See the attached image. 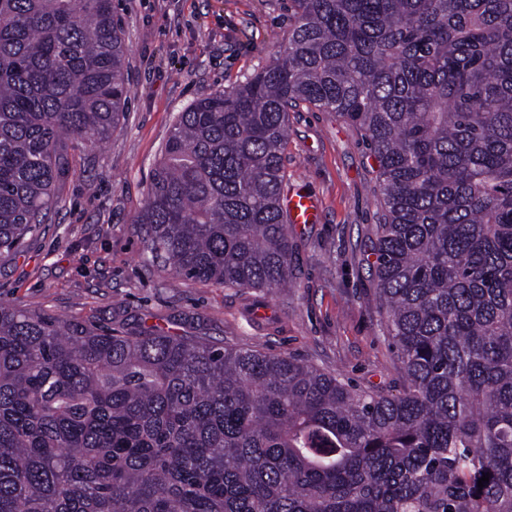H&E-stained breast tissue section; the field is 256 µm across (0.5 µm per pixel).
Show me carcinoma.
Instances as JSON below:
<instances>
[{"mask_svg":"<svg viewBox=\"0 0 512 512\" xmlns=\"http://www.w3.org/2000/svg\"><path fill=\"white\" fill-rule=\"evenodd\" d=\"M291 3L275 62L178 113L135 223L177 278L288 287V111L339 113L406 388L0 304V512H512V0ZM125 71L112 0H0L1 252L112 138Z\"/></svg>","mask_w":512,"mask_h":512,"instance_id":"carcinoma-1","label":"carcinoma"}]
</instances>
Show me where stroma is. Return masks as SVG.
Instances as JSON below:
<instances>
[{
	"label": "stroma",
	"instance_id": "35a3bbf8",
	"mask_svg": "<svg viewBox=\"0 0 512 512\" xmlns=\"http://www.w3.org/2000/svg\"><path fill=\"white\" fill-rule=\"evenodd\" d=\"M127 46V112L111 139L81 145L45 224L0 254V302L134 334L286 355L367 391L398 393L399 355L369 269L382 219L360 131L302 103L288 112L287 194L318 217L295 224L296 281L276 294L174 278L149 262L135 221L178 112L279 56L289 0H112Z\"/></svg>",
	"mask_w": 512,
	"mask_h": 512
}]
</instances>
